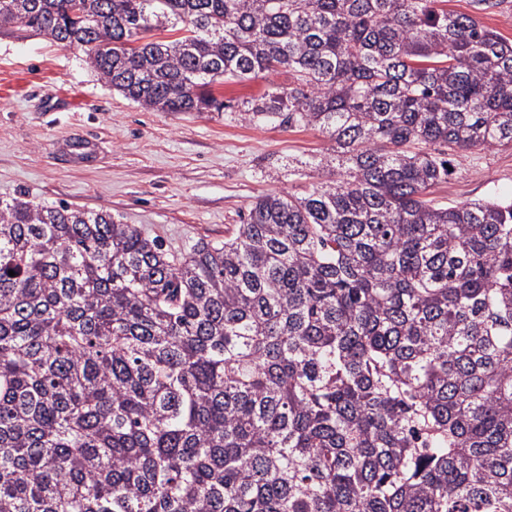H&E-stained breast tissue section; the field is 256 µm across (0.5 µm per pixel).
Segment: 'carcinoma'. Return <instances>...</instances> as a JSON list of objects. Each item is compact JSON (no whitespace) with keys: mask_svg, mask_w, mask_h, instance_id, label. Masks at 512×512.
<instances>
[{"mask_svg":"<svg viewBox=\"0 0 512 512\" xmlns=\"http://www.w3.org/2000/svg\"><path fill=\"white\" fill-rule=\"evenodd\" d=\"M446 2L0 0L148 110L286 69L238 120L333 142L180 256L0 200V512H512V200L430 198L512 148V39Z\"/></svg>","mask_w":512,"mask_h":512,"instance_id":"obj_1","label":"carcinoma"}]
</instances>
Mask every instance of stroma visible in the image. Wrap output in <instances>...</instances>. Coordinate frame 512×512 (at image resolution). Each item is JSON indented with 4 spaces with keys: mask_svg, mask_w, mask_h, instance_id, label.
I'll list each match as a JSON object with an SVG mask.
<instances>
[{
    "mask_svg": "<svg viewBox=\"0 0 512 512\" xmlns=\"http://www.w3.org/2000/svg\"><path fill=\"white\" fill-rule=\"evenodd\" d=\"M325 134L239 122L233 112L147 110L77 49L0 34V198L108 211L167 252L223 242L256 198L303 193ZM457 204L512 198V149L469 154L436 192Z\"/></svg>",
    "mask_w": 512,
    "mask_h": 512,
    "instance_id": "stroma-1",
    "label": "stroma"
}]
</instances>
